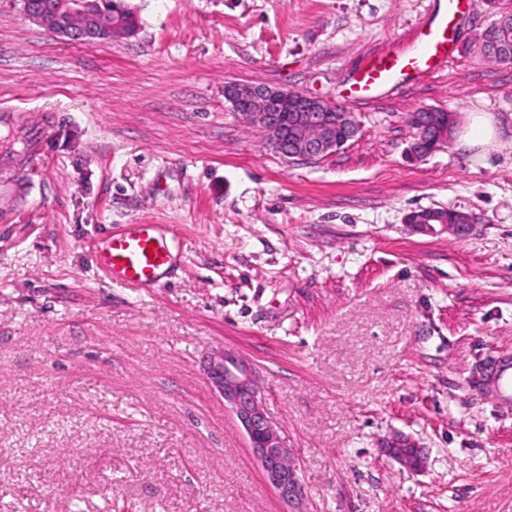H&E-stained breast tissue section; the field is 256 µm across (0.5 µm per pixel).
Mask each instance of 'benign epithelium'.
<instances>
[{"mask_svg": "<svg viewBox=\"0 0 512 512\" xmlns=\"http://www.w3.org/2000/svg\"><path fill=\"white\" fill-rule=\"evenodd\" d=\"M98 0H52L41 7L23 0L24 15L46 32L70 42L88 43L129 36L135 27L126 17L127 9L120 6L112 23L99 19ZM81 20L71 25V20ZM484 39L485 55L491 58L512 54V16L502 14L489 26ZM224 98L234 111L248 109L247 116L268 134L273 149L287 159L319 160L343 148L359 130L355 114L341 105L321 97L269 88L260 85L227 84ZM409 122L415 129L409 153L415 159L432 154L448 143L445 123L437 112H414ZM406 223L420 232L434 233L450 228L465 230L473 223L471 215L458 212L448 219L433 209H421L406 216ZM211 381L224 396V406L231 409L242 425L248 445L252 448L269 483L284 503L297 500L302 487L296 469L289 463L288 448L279 431L267 416L262 397L249 363L230 352H223L209 366ZM389 455L414 470L423 465L421 451L406 443L388 449Z\"/></svg>", "mask_w": 512, "mask_h": 512, "instance_id": "benign-epithelium-1", "label": "benign epithelium"}]
</instances>
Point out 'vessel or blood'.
Masks as SVG:
<instances>
[{
    "label": "vessel or blood",
    "instance_id": "obj_1",
    "mask_svg": "<svg viewBox=\"0 0 512 512\" xmlns=\"http://www.w3.org/2000/svg\"><path fill=\"white\" fill-rule=\"evenodd\" d=\"M467 6L466 0H444V11L423 25L414 45L365 60L354 92L368 98L381 89H393L412 74L437 70L456 53L453 25ZM173 232L159 224H128L100 238L92 247L96 268L112 281L129 287L159 284L173 272ZM469 388L512 409V356L488 353L470 372Z\"/></svg>",
    "mask_w": 512,
    "mask_h": 512
}]
</instances>
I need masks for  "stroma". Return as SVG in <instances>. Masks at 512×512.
Instances as JSON below:
<instances>
[{
    "label": "stroma",
    "instance_id": "35a3bbf8",
    "mask_svg": "<svg viewBox=\"0 0 512 512\" xmlns=\"http://www.w3.org/2000/svg\"><path fill=\"white\" fill-rule=\"evenodd\" d=\"M128 37L75 44L0 0V512H512V411L470 369L512 351V142L460 147L475 112L512 129V64L468 45L358 100L373 55L439 0H124ZM249 83L355 113L316 161L277 154L224 99ZM456 138L408 158L413 112ZM467 232L421 233L426 208ZM167 224L165 284L132 288L90 248ZM252 364L304 493L283 505L208 376ZM421 449L414 471L388 454ZM458 210L448 209L447 218L443 213L435 211L434 209H421L414 211L412 214L406 216V223L410 224L412 228L425 233H437L436 226L440 227V231H448V228L456 229L458 232L465 230L473 220L471 215ZM456 212V214H454ZM451 219L448 216L452 215ZM453 221V223H449Z\"/></svg>",
    "mask_w": 512,
    "mask_h": 512
}]
</instances>
